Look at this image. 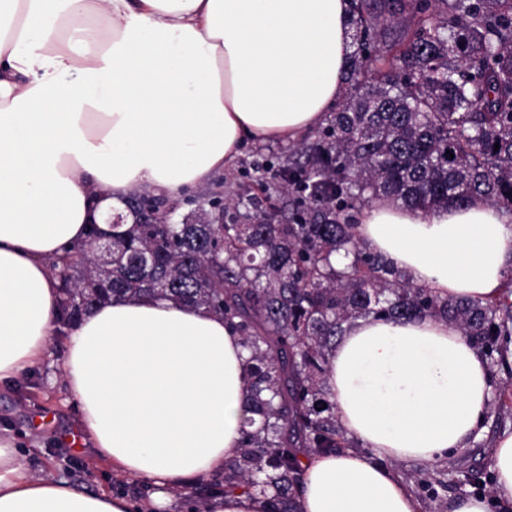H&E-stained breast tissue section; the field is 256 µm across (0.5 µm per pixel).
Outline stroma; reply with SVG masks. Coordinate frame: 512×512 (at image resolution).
Wrapping results in <instances>:
<instances>
[{
	"label": "stroma",
	"instance_id": "stroma-1",
	"mask_svg": "<svg viewBox=\"0 0 512 512\" xmlns=\"http://www.w3.org/2000/svg\"><path fill=\"white\" fill-rule=\"evenodd\" d=\"M288 152L282 141L244 142L237 155L224 168L219 187L225 199H238L246 191L256 190L254 162L278 159ZM64 336L51 339L48 355L29 373L12 385L0 386V429L20 434L28 454L26 461L38 475L51 474L71 481L88 492L104 489L125 495L138 512H147L148 496L141 481L119 478L99 463L79 424L77 408L62 385ZM496 433L485 429L478 446L469 447L470 467L481 470V484L449 487L448 499L482 495L491 500V512H512V502L495 498V477L490 467Z\"/></svg>",
	"mask_w": 512,
	"mask_h": 512
}]
</instances>
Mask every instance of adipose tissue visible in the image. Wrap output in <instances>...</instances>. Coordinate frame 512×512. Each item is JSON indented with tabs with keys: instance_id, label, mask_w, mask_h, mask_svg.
I'll return each instance as SVG.
<instances>
[{
	"instance_id": "obj_1",
	"label": "adipose tissue",
	"mask_w": 512,
	"mask_h": 512,
	"mask_svg": "<svg viewBox=\"0 0 512 512\" xmlns=\"http://www.w3.org/2000/svg\"><path fill=\"white\" fill-rule=\"evenodd\" d=\"M349 0H0V384L65 332L63 383L114 474L161 512L183 479L236 456L248 353L223 316L144 296L62 326L51 262L133 192L206 186L244 141H294L342 95ZM436 294L489 300L512 277V214L484 202L423 212L385 199L354 229ZM327 382L361 449L304 459L299 512H422L393 469L464 450L484 429L486 361L435 319H360ZM0 512H133L130 501L35 476L0 431Z\"/></svg>"
}]
</instances>
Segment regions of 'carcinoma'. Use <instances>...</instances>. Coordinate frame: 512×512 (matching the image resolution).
<instances>
[{
	"instance_id": "1",
	"label": "carcinoma",
	"mask_w": 512,
	"mask_h": 512,
	"mask_svg": "<svg viewBox=\"0 0 512 512\" xmlns=\"http://www.w3.org/2000/svg\"><path fill=\"white\" fill-rule=\"evenodd\" d=\"M387 2L417 26L389 43L375 0H350L346 96L313 140L256 168L260 194L233 205L217 191L198 196L206 224L171 222L174 207L135 195L132 223L52 264L70 324L149 295L220 314L241 337L259 419L245 421L224 476L182 489L194 512L239 489L270 490L269 512H297L301 458L357 447L325 376L358 319L445 320L490 368L512 373V277L492 302L449 300L354 238L355 213L377 198L425 212L475 200L512 211V0ZM447 475L406 473L433 501Z\"/></svg>"
}]
</instances>
